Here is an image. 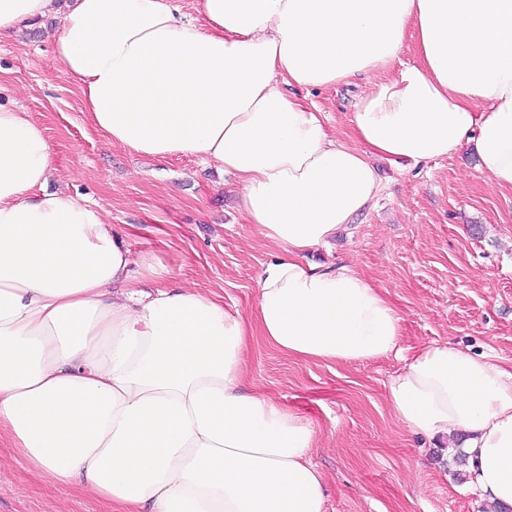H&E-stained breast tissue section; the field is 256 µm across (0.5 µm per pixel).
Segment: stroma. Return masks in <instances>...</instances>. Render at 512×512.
I'll use <instances>...</instances> for the list:
<instances>
[{"mask_svg": "<svg viewBox=\"0 0 512 512\" xmlns=\"http://www.w3.org/2000/svg\"><path fill=\"white\" fill-rule=\"evenodd\" d=\"M53 18L0 40V102L39 122L52 153L48 189L97 204L134 254L170 281L221 296L251 315L272 253L238 209L235 177L192 156L162 162L110 143L87 121L78 83L52 64ZM306 91L329 134L350 139L349 118L373 83ZM383 189L312 258L351 265L402 318L398 346L363 362L304 361L254 337L245 388L277 398L317 432L310 453L325 478V512H488L447 440L392 416L390 379L426 346L492 354L512 371V189L477 169L474 141L403 169L378 158ZM93 495L48 484L0 447V512H106Z\"/></svg>", "mask_w": 512, "mask_h": 512, "instance_id": "35a3bbf8", "label": "stroma"}]
</instances>
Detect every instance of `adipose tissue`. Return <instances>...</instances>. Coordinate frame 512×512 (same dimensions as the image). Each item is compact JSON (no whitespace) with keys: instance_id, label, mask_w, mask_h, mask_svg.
I'll return each mask as SVG.
<instances>
[{"instance_id":"1","label":"adipose tissue","mask_w":512,"mask_h":512,"mask_svg":"<svg viewBox=\"0 0 512 512\" xmlns=\"http://www.w3.org/2000/svg\"><path fill=\"white\" fill-rule=\"evenodd\" d=\"M198 4L194 21L177 0H0V37L57 15L53 65L111 143L234 175L240 212L278 251L249 317L170 286L101 208L47 190L44 128L0 103V442L112 512H325L316 431L245 390L248 344L343 362L395 349L401 318L379 289L300 257L369 207L375 156L443 158L473 131L478 170L512 188V0ZM370 74L349 143L292 94ZM387 400L410 431L447 437L491 508L512 505V372L431 345Z\"/></svg>"}]
</instances>
